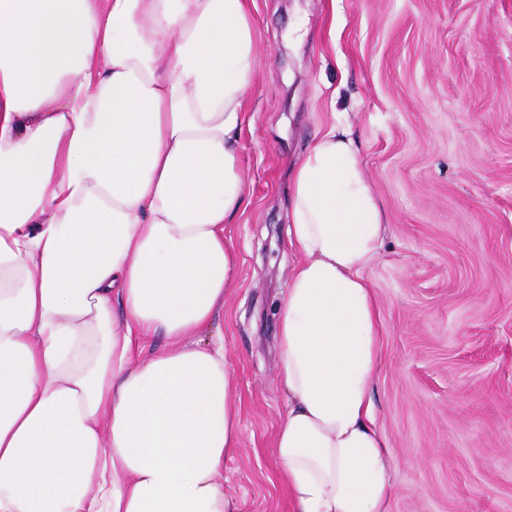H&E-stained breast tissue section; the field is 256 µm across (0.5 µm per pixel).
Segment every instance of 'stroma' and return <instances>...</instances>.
<instances>
[{
	"label": "stroma",
	"mask_w": 512,
	"mask_h": 512,
	"mask_svg": "<svg viewBox=\"0 0 512 512\" xmlns=\"http://www.w3.org/2000/svg\"><path fill=\"white\" fill-rule=\"evenodd\" d=\"M249 11V205L224 227L239 271L218 316L242 418L225 494L239 512H291L272 448L287 406L274 311L299 258L290 170L342 112L387 224L366 277L390 512H512V0H249Z\"/></svg>",
	"instance_id": "1"
}]
</instances>
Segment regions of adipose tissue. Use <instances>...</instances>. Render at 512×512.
Listing matches in <instances>:
<instances>
[{
    "label": "adipose tissue",
    "instance_id": "adipose-tissue-1",
    "mask_svg": "<svg viewBox=\"0 0 512 512\" xmlns=\"http://www.w3.org/2000/svg\"><path fill=\"white\" fill-rule=\"evenodd\" d=\"M247 0H0V512H238ZM384 213L342 125L291 172L276 308L293 512H389L373 417ZM168 345L133 363L146 336Z\"/></svg>",
    "mask_w": 512,
    "mask_h": 512
}]
</instances>
